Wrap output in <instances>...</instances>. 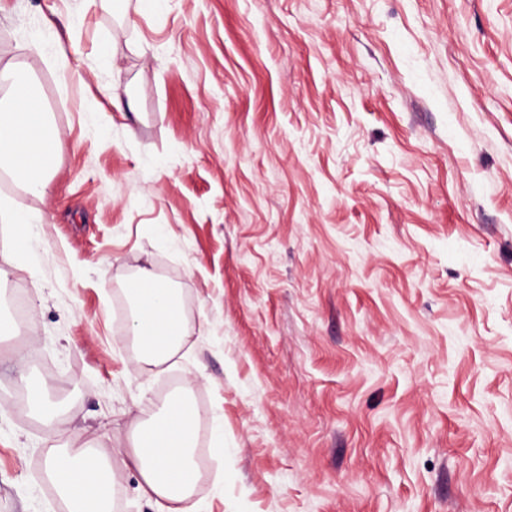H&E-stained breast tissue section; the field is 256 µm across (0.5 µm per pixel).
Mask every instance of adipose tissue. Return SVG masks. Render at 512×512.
Masks as SVG:
<instances>
[{"instance_id":"adipose-tissue-1","label":"adipose tissue","mask_w":512,"mask_h":512,"mask_svg":"<svg viewBox=\"0 0 512 512\" xmlns=\"http://www.w3.org/2000/svg\"><path fill=\"white\" fill-rule=\"evenodd\" d=\"M10 80L11 106L0 111V170L23 188L43 197L52 191L50 161L54 134L33 86L14 79L10 67L0 79ZM133 335L143 361L158 365L171 359L190 331L176 293L151 273L134 279ZM197 420L180 398L150 421L136 424L128 451L116 458L94 448H61L46 461L44 475L71 503L72 512H108L118 472L135 471L138 490L155 512H193L190 503L201 472L194 455Z\"/></svg>"}]
</instances>
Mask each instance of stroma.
I'll list each match as a JSON object with an SVG mask.
<instances>
[{
    "label": "stroma",
    "instance_id": "1",
    "mask_svg": "<svg viewBox=\"0 0 512 512\" xmlns=\"http://www.w3.org/2000/svg\"><path fill=\"white\" fill-rule=\"evenodd\" d=\"M9 63L55 150L47 197L0 177V512H69L57 440L178 393L198 512H512V0H0ZM144 267L191 327L160 365ZM128 290L135 302L134 341L143 361L154 365L168 361L190 331L175 291L147 271Z\"/></svg>",
    "mask_w": 512,
    "mask_h": 512
}]
</instances>
